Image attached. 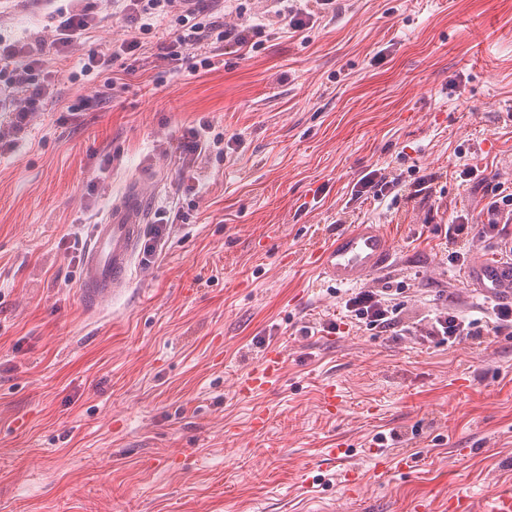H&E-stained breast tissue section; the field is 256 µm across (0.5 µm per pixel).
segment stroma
<instances>
[{"instance_id":"1","label":"stroma","mask_w":512,"mask_h":512,"mask_svg":"<svg viewBox=\"0 0 512 512\" xmlns=\"http://www.w3.org/2000/svg\"><path fill=\"white\" fill-rule=\"evenodd\" d=\"M82 4L97 26L52 60V103L0 154V512H448L449 492L512 489V338L302 332L335 319L346 293L319 285L306 255L365 219L392 237L385 275L416 308L478 307L442 228L512 180V0H340L312 29L270 27L258 50L208 71L115 62L126 89L104 105L80 59L132 32L110 0ZM54 24L20 0L0 36L27 42ZM82 98L95 109L61 121ZM202 119L226 145L196 160L191 199L159 146ZM463 162L486 186L456 179ZM384 167L435 180L413 198L352 200ZM147 173L151 209L187 221L164 227L119 297L85 309L90 228ZM273 346L280 382L237 396ZM329 384L342 396L332 416ZM340 443L346 458L327 459ZM382 452L418 467L381 473ZM175 453L188 457L178 469Z\"/></svg>"}]
</instances>
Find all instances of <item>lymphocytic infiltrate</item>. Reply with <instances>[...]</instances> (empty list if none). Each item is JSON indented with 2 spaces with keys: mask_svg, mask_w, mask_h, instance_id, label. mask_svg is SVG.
Wrapping results in <instances>:
<instances>
[{
  "mask_svg": "<svg viewBox=\"0 0 512 512\" xmlns=\"http://www.w3.org/2000/svg\"><path fill=\"white\" fill-rule=\"evenodd\" d=\"M127 23L138 30L149 28L150 21L170 19L172 36L162 44L155 57L159 66L178 64L190 51L204 47L207 56L192 63V70L210 69L215 57L231 47L254 49L260 46L265 26L245 20L240 0H116ZM336 0H302L301 5L282 4L274 16L287 32L297 33L313 25L315 19L335 13ZM235 22H228V15ZM56 23L50 38L35 42L10 41L0 37V76L5 79L6 95L0 99V109L10 112L7 128L0 130V147L15 149L35 112L52 100L54 81L35 80V73H44L50 55L82 44L85 35L96 26L98 17L88 9L59 7L55 10ZM208 122L189 128L174 149L183 172L182 191L198 196V184L191 175V164L198 157L210 154L215 143L207 136ZM432 180L422 176L406 181L402 174L373 170L365 174L352 190V197L366 196L381 200L393 192L408 191L417 196L428 189ZM486 222L474 229L469 212L457 213L445 231L448 240L449 261L464 266L471 251L485 238H495L512 232V188L497 183L482 209ZM402 288L384 283L379 288H364L352 293L341 305L339 321L330 322L326 330L339 332L343 323L375 332L381 336L402 337L420 345H454L471 339L487 343L493 336L512 337V305L489 302L470 316L455 308H444L417 320L404 318L406 301Z\"/></svg>",
  "mask_w": 512,
  "mask_h": 512,
  "instance_id": "1",
  "label": "lymphocytic infiltrate"
}]
</instances>
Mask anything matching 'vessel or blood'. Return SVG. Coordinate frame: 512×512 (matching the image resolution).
Here are the masks:
<instances>
[{
    "label": "vessel or blood",
    "mask_w": 512,
    "mask_h": 512,
    "mask_svg": "<svg viewBox=\"0 0 512 512\" xmlns=\"http://www.w3.org/2000/svg\"><path fill=\"white\" fill-rule=\"evenodd\" d=\"M143 227V187L137 184L113 203L104 222L91 227L78 284L86 304L97 305L128 288ZM393 255L394 245L384 226L367 219L316 249L311 258L319 282L347 287L363 284L387 269ZM465 280L475 293L512 304V258H477L467 268ZM281 365V351L270 349L259 367L238 378L237 394L246 398L272 387L279 379ZM448 507L450 512H512V491H498L483 509L470 497L452 494Z\"/></svg>",
    "instance_id": "1"
}]
</instances>
